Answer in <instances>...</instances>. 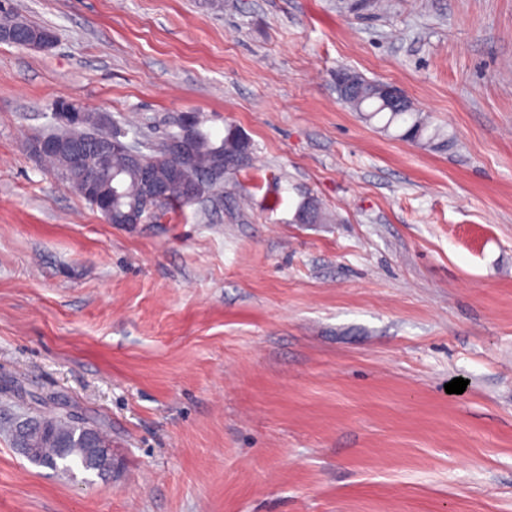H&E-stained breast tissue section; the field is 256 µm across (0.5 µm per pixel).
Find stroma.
Wrapping results in <instances>:
<instances>
[{
	"instance_id": "1",
	"label": "stroma",
	"mask_w": 512,
	"mask_h": 512,
	"mask_svg": "<svg viewBox=\"0 0 512 512\" xmlns=\"http://www.w3.org/2000/svg\"><path fill=\"white\" fill-rule=\"evenodd\" d=\"M4 5L57 40L0 43V412L54 397L117 471L0 429V512H512V0ZM341 69L452 145L365 121ZM60 99L153 140L193 112L255 160L110 224L28 148ZM87 442L89 448H98L97 458L101 479L109 478L113 469L112 441L104 440L97 429L90 428L87 432Z\"/></svg>"
}]
</instances>
